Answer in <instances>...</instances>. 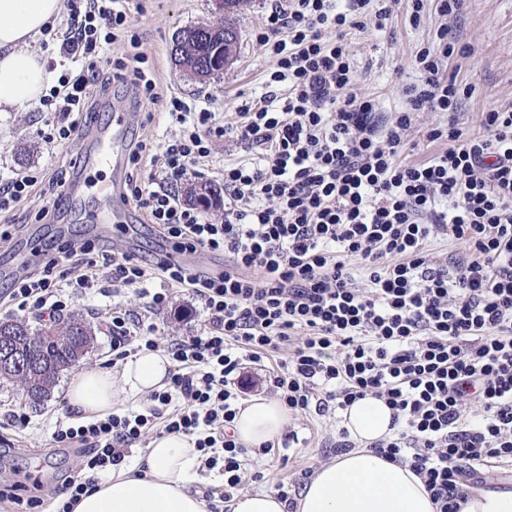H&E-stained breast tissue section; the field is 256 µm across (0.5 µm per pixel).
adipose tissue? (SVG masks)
<instances>
[{"label": "adipose tissue", "instance_id": "obj_1", "mask_svg": "<svg viewBox=\"0 0 512 512\" xmlns=\"http://www.w3.org/2000/svg\"><path fill=\"white\" fill-rule=\"evenodd\" d=\"M62 9V0H0V112L34 108L52 83L41 53L29 44ZM170 367L167 356L145 350L116 371L84 368L69 382L68 403L81 419L108 414L119 391L135 396L166 388ZM391 416L384 401L373 396L343 411L342 424L357 446L316 470L297 496L295 512H436L410 464L391 462L371 448L390 434ZM287 422L282 403L255 399L241 408L233 429L240 443L256 448L276 439ZM199 466L193 438H154L134 463L97 477L72 512H206L191 487Z\"/></svg>", "mask_w": 512, "mask_h": 512}]
</instances>
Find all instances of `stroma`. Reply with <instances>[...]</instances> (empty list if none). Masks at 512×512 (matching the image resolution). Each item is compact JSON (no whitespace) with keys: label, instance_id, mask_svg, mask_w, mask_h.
I'll return each instance as SVG.
<instances>
[{"label":"stroma","instance_id":"obj_1","mask_svg":"<svg viewBox=\"0 0 512 512\" xmlns=\"http://www.w3.org/2000/svg\"><path fill=\"white\" fill-rule=\"evenodd\" d=\"M272 3L273 0H245L237 17L238 55L223 76L204 83L175 66L171 47L181 29L216 20L213 0H142L141 9L131 10L128 18L130 30L140 40V48H132L122 39L112 45L110 54L125 57L141 51L152 62L157 79L166 92L214 112H232L242 101L253 99L264 91L272 62L259 49L256 35ZM410 11L408 0H402L387 33L368 27L350 30L346 37L355 59L354 91L375 98L388 113L405 108L404 89L418 79L411 60L443 22L434 0H425L427 20L420 27L410 25ZM451 26L460 39L463 52L450 61L448 72L474 88L472 96L463 100L451 118L466 131L476 133L481 129L483 112L512 108V0H470L466 12L452 21ZM116 111L125 113L127 129L139 131L147 143L157 144L179 132L178 127L169 122L164 105L136 102L119 85L113 86L100 111L101 126H108ZM451 118L440 112L415 114L406 138L408 160L422 162L441 151L442 143L429 141L426 134L432 127L446 124ZM47 133L45 118L38 110L0 112V180L24 173L34 166H61L71 154L87 157L99 147L96 136L88 132L70 141L53 143L46 142ZM114 178L115 172L110 167H98L88 172L89 185L82 188L76 198L78 218L63 216L58 225L35 220L36 212L49 204L44 196H33L15 213L0 215V225L15 223L21 227L17 236L0 239V293L6 287L4 274L18 272L16 257L24 252L26 243L33 239L47 242L58 237L64 229L89 238L112 239L119 249L129 245L145 253L158 249L157 238L140 227L141 215L130 203L125 206L123 221L138 225L139 231L130 241L113 237L111 223L103 219L108 204L100 188ZM116 302L155 324L157 337L163 343L179 336L199 334L204 328L206 315L201 303L181 289H174L167 309L150 311L134 289L127 288L120 296H113L112 276L106 270L100 273L98 286L75 298L69 308L70 314L83 318L95 329L94 344L82 359V366L111 368V338L106 315ZM71 376V371H63L51 396L37 407L29 405L21 386L0 385V420L9 411L19 409L27 411L31 419L20 446L0 458V481L16 485L21 498H30L36 483L50 482L52 477L71 469L70 453L50 445L56 420L71 412L66 397ZM340 427L339 420L330 413L321 416L311 410L289 414L286 429L297 432L298 442L287 448H276L266 456H251L248 468L261 473L262 478L250 483L249 491L271 490L282 483L290 495H297L308 473L335 458L334 443Z\"/></svg>","mask_w":512,"mask_h":512}]
</instances>
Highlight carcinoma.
<instances>
[{
	"instance_id": "1",
	"label": "carcinoma",
	"mask_w": 512,
	"mask_h": 512,
	"mask_svg": "<svg viewBox=\"0 0 512 512\" xmlns=\"http://www.w3.org/2000/svg\"><path fill=\"white\" fill-rule=\"evenodd\" d=\"M184 40L174 64L189 71L196 79L207 81L224 69L210 65L211 51L223 41L224 30L218 24L189 26L177 33ZM223 188L211 183L188 185L185 198L191 204L218 206L223 202ZM0 334L11 337V349L24 362L22 369L0 372V382L19 383L30 403L39 406L50 395L60 373L80 362L87 352L79 337L93 338L92 327L70 319L61 324L46 321L33 327L23 320L0 322Z\"/></svg>"
}]
</instances>
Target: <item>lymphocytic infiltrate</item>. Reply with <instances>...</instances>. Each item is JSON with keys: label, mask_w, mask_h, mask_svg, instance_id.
Listing matches in <instances>:
<instances>
[{"label": "lymphocytic infiltrate", "mask_w": 512, "mask_h": 512, "mask_svg": "<svg viewBox=\"0 0 512 512\" xmlns=\"http://www.w3.org/2000/svg\"><path fill=\"white\" fill-rule=\"evenodd\" d=\"M399 2L275 0L257 36L273 61L267 91L227 122L161 96L128 35L129 0H64V20L45 29L43 47L70 66L40 99L46 123L60 141L89 130L117 82L136 100L165 102L181 131L153 149L128 143L124 189L168 249L144 260L89 239L62 241L38 273L14 279L8 304L60 315L108 268L113 287L137 288L152 310L169 306L172 287L187 289L207 323L200 335L162 345L154 324L113 308V360L134 348L163 350L169 384L142 412L56 422L53 441L76 449L82 475L52 491L53 512H72L92 474L120 465L152 431L194 437L202 466L224 473L223 485L203 493L208 512H224L249 480L233 431L245 365L281 349L287 357L272 390L288 410L342 411L367 395L388 404L392 431L373 448L410 462L439 512H461L488 460L512 463V109L485 112L478 134L433 128L429 139L445 149L403 162L415 113L456 112L473 90L445 73L458 49L443 24L416 51L421 81L407 88L404 110L380 116L375 99L352 92L346 31L386 30ZM124 38L133 58L109 56ZM223 137L253 156L225 166L224 219L214 224L180 189ZM67 172L7 179L0 213L41 183L58 201ZM441 236L461 246L444 264L428 253ZM199 252L227 255L229 269L171 259ZM75 265L83 274L72 276Z\"/></svg>", "instance_id": "lymphocytic-infiltrate-1"}]
</instances>
